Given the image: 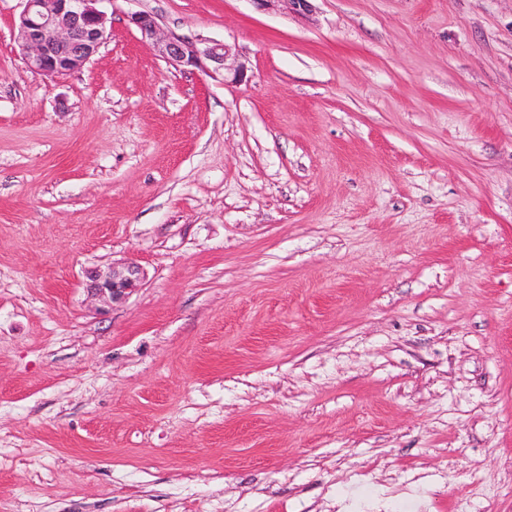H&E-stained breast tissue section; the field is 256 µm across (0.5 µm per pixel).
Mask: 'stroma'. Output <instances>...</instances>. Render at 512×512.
<instances>
[{"mask_svg": "<svg viewBox=\"0 0 512 512\" xmlns=\"http://www.w3.org/2000/svg\"><path fill=\"white\" fill-rule=\"evenodd\" d=\"M22 9L0 512H512V0H115L54 80ZM139 11L248 81L175 69ZM139 279V266L130 263L122 270H112L105 276L94 275L87 289L93 295L108 298L113 303L125 299L135 289Z\"/></svg>", "mask_w": 512, "mask_h": 512, "instance_id": "obj_1", "label": "stroma"}]
</instances>
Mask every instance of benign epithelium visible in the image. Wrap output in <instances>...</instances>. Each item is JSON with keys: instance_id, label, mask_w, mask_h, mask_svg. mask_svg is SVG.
I'll return each mask as SVG.
<instances>
[{"instance_id": "7a95c632", "label": "benign epithelium", "mask_w": 512, "mask_h": 512, "mask_svg": "<svg viewBox=\"0 0 512 512\" xmlns=\"http://www.w3.org/2000/svg\"><path fill=\"white\" fill-rule=\"evenodd\" d=\"M19 15L18 43L33 72L60 78L82 69L108 38L111 21L98 4L102 0H23ZM258 7L273 10L286 3L296 14L312 10V0H253ZM142 39L150 42L170 65L181 70L220 73L230 83L247 79L243 63H227L229 49L223 43L164 34L156 18L146 12L127 16ZM140 279V268L130 263L121 270L91 278L88 290L113 302L125 299Z\"/></svg>"}]
</instances>
